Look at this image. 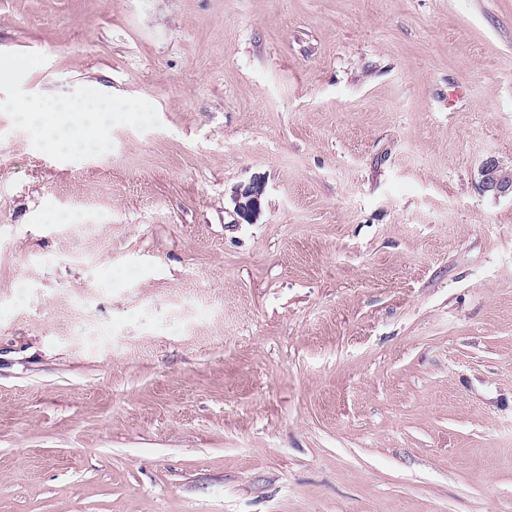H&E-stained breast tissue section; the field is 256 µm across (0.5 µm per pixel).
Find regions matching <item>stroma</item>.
I'll use <instances>...</instances> for the list:
<instances>
[{"label": "stroma", "mask_w": 512, "mask_h": 512, "mask_svg": "<svg viewBox=\"0 0 512 512\" xmlns=\"http://www.w3.org/2000/svg\"><path fill=\"white\" fill-rule=\"evenodd\" d=\"M7 60L0 512H512V0H0ZM91 89L103 150L15 109ZM481 187L495 196L510 194L512 197V165L497 158L488 159L480 170ZM265 193V181L255 178L240 185L234 196L235 208L241 220L251 223L260 211L261 198Z\"/></svg>", "instance_id": "1"}]
</instances>
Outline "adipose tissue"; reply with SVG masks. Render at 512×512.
Wrapping results in <instances>:
<instances>
[{
	"label": "adipose tissue",
	"mask_w": 512,
	"mask_h": 512,
	"mask_svg": "<svg viewBox=\"0 0 512 512\" xmlns=\"http://www.w3.org/2000/svg\"><path fill=\"white\" fill-rule=\"evenodd\" d=\"M19 112L29 121L43 122L51 115H63L73 127V134L67 142L70 149L103 148L102 131L112 120V102L96 92H88L81 102L74 104H52L38 108L19 103Z\"/></svg>",
	"instance_id": "adipose-tissue-1"
}]
</instances>
